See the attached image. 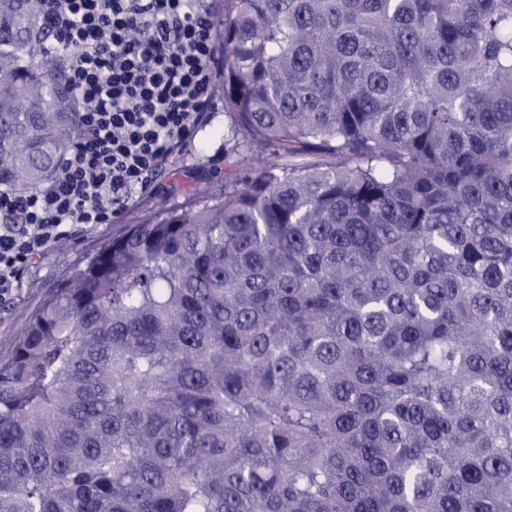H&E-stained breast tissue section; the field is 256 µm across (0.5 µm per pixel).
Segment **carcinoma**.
<instances>
[{"instance_id":"cac0c4a2","label":"carcinoma","mask_w":512,"mask_h":512,"mask_svg":"<svg viewBox=\"0 0 512 512\" xmlns=\"http://www.w3.org/2000/svg\"><path fill=\"white\" fill-rule=\"evenodd\" d=\"M224 182L0 354V512H512V0H220ZM0 0V189L73 146Z\"/></svg>"}]
</instances>
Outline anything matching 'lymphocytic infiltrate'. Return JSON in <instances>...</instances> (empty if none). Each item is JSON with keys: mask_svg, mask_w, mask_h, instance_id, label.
<instances>
[{"mask_svg": "<svg viewBox=\"0 0 512 512\" xmlns=\"http://www.w3.org/2000/svg\"><path fill=\"white\" fill-rule=\"evenodd\" d=\"M44 5L48 51L73 52L80 135L48 186L0 191V311L46 254L154 192L215 111L224 69L208 0Z\"/></svg>", "mask_w": 512, "mask_h": 512, "instance_id": "1", "label": "lymphocytic infiltrate"}]
</instances>
